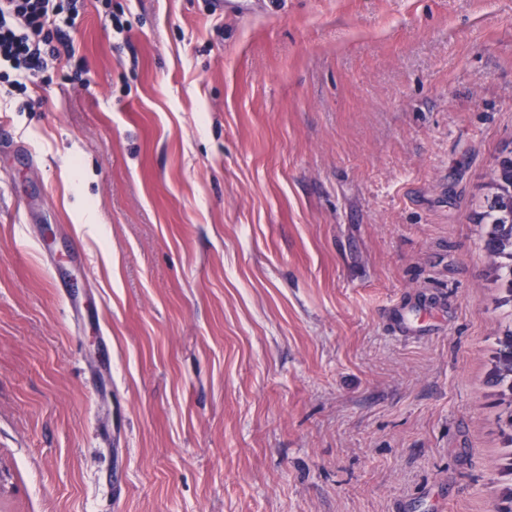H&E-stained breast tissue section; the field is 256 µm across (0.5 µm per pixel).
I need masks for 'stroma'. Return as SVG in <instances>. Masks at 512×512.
Returning a JSON list of instances; mask_svg holds the SVG:
<instances>
[{
	"label": "stroma",
	"instance_id": "stroma-1",
	"mask_svg": "<svg viewBox=\"0 0 512 512\" xmlns=\"http://www.w3.org/2000/svg\"><path fill=\"white\" fill-rule=\"evenodd\" d=\"M262 2L0 98V512L505 506L512 0ZM503 201L501 198L495 196L491 198L489 204V212L486 214L488 217H493L492 230L489 232V238L486 242V248L491 253L496 255L498 259L503 258L505 263L500 264L494 270L496 278L502 279L499 271L506 269L505 275L506 289L510 295L508 302L512 301V222L506 224L502 217L501 208ZM499 349L496 356L493 383L502 387L501 396L509 394L510 411L507 413L504 423L511 429L509 443L512 446V328L510 327L498 341Z\"/></svg>",
	"mask_w": 512,
	"mask_h": 512
}]
</instances>
